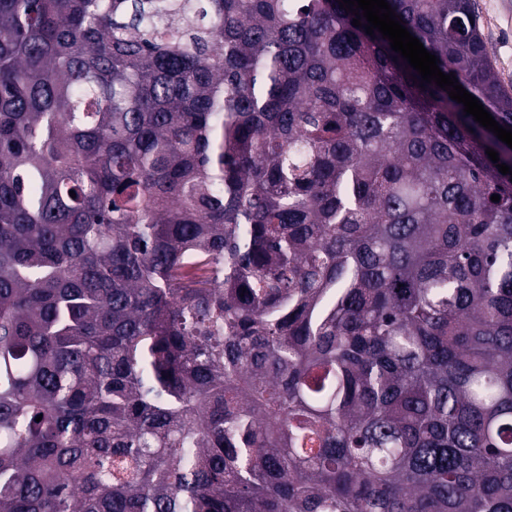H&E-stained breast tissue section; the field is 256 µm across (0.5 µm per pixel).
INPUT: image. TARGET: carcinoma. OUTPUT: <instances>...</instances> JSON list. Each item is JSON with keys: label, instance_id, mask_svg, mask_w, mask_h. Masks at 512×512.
Masks as SVG:
<instances>
[{"label": "carcinoma", "instance_id": "carcinoma-1", "mask_svg": "<svg viewBox=\"0 0 512 512\" xmlns=\"http://www.w3.org/2000/svg\"><path fill=\"white\" fill-rule=\"evenodd\" d=\"M353 18L0 0V512H512V148Z\"/></svg>", "mask_w": 512, "mask_h": 512}]
</instances>
